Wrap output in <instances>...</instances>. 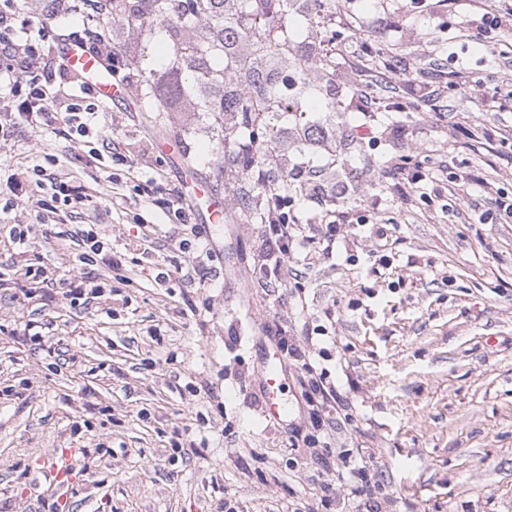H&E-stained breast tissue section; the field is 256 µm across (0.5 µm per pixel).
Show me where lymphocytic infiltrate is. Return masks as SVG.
Segmentation results:
<instances>
[{
	"instance_id": "1",
	"label": "lymphocytic infiltrate",
	"mask_w": 512,
	"mask_h": 512,
	"mask_svg": "<svg viewBox=\"0 0 512 512\" xmlns=\"http://www.w3.org/2000/svg\"><path fill=\"white\" fill-rule=\"evenodd\" d=\"M15 21L10 0H0V75L12 79L11 92L16 102L10 125L0 124V141L10 140L15 126L21 124L34 131L53 126L55 134L67 140L92 133L102 139V148L95 151L93 158L99 166L108 167L112 162V143L103 137V128L98 121L97 99L85 87L81 88L79 94L58 99L51 75L40 72L37 66L38 48L31 41L15 38ZM5 185L13 196L20 195L23 188L29 185L42 189L43 194L35 204L52 215L79 213L90 206L95 196L93 187L69 185L55 169L40 164L34 165L26 177L21 178L13 173L7 175ZM139 195L146 204L162 209L170 223H187V206L183 197L169 188L165 179H147L142 183ZM258 234L262 248L259 275L264 284L287 285L290 262L298 249H305L306 258L311 263L320 255L314 245V237L301 235L298 225L284 208H271ZM74 243L77 247L76 260L84 271L69 279L67 295L70 303L86 310L99 309V300L105 294L106 285L94 280L89 269L100 263L117 268L122 260L115 256L111 244L100 235L95 225H82ZM312 343L311 336L298 337L287 353L306 374L310 392L322 407V422L331 427L336 423L335 412L340 398L327 374L317 371L311 362ZM323 490L346 503L365 500L367 507L372 510L380 504L383 486L371 481L367 467L363 466L351 470L349 481L324 485Z\"/></svg>"
}]
</instances>
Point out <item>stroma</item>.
<instances>
[{
  "label": "stroma",
  "instance_id": "stroma-1",
  "mask_svg": "<svg viewBox=\"0 0 512 512\" xmlns=\"http://www.w3.org/2000/svg\"><path fill=\"white\" fill-rule=\"evenodd\" d=\"M346 2L322 38L336 43V84L356 109L315 105L296 123L331 127L339 159L368 186L336 197L331 188L344 175L325 153L308 152L295 135L278 144L283 171H325L322 198L290 208L303 233L340 226L332 253L314 266L295 254L301 277L287 304L254 275L256 225L169 223L49 127L16 128L0 145V173L51 155L69 184H95L79 221L97 225L124 256L121 267L94 271L112 283L109 312L70 307L62 284L51 300L28 298L23 264L60 275L75 267L67 232L77 220L44 224L24 197L0 212V267L10 271L0 282V512H53L59 492L40 474L52 448L79 451L70 512H224L227 499L237 512H341L321 503L320 487L354 464L373 466L384 483L379 512H512V217L496 204L512 197V147L500 143L512 135V100L496 93L512 85V63L501 56L512 27L485 30L470 0ZM374 43L405 71L356 68ZM408 71L430 83L428 100L405 85ZM100 110L139 180L161 174L178 188L184 169L205 178L220 157L224 131L195 100L158 121L118 102ZM359 125L374 141L351 138ZM405 142L429 172L411 186L386 175ZM116 192L123 205H113ZM363 220L389 225L397 239L378 279L366 276L376 256ZM10 224L32 225L26 253L10 241ZM145 227L149 260L135 249ZM159 263L172 271L162 285ZM190 264L205 268L204 284L176 275ZM31 320L52 323L70 366L24 340ZM318 326L328 336L310 357L352 415L328 432L279 345ZM272 356L284 367V420L266 416L257 399ZM292 428L327 437L330 460L319 447L296 459Z\"/></svg>",
  "mask_w": 512,
  "mask_h": 512
}]
</instances>
